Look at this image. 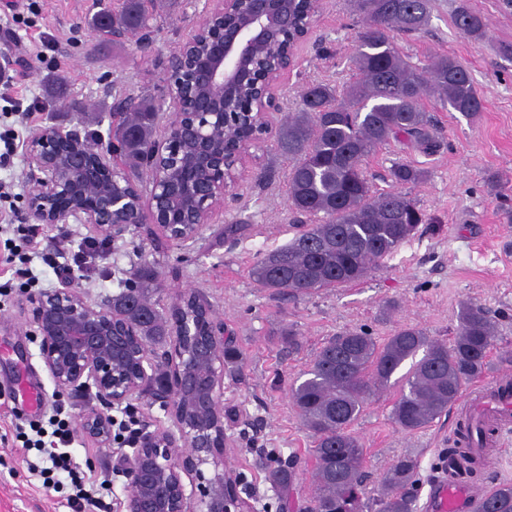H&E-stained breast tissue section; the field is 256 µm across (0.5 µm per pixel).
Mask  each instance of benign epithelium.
Returning a JSON list of instances; mask_svg holds the SVG:
<instances>
[{
	"label": "benign epithelium",
	"mask_w": 512,
	"mask_h": 512,
	"mask_svg": "<svg viewBox=\"0 0 512 512\" xmlns=\"http://www.w3.org/2000/svg\"><path fill=\"white\" fill-rule=\"evenodd\" d=\"M241 13L239 22L222 29L211 40L206 58V76L198 109L184 113L181 83L170 78L188 61L197 34L213 20ZM292 19L288 0H211L205 15L172 55L167 66L169 101L173 122L164 126L149 147L145 165L150 180L138 189L139 207L133 223L152 224L175 240L197 235L213 222L216 206L224 197L237 195V177L224 178V151L210 137L224 128V111L233 92L245 86L259 51L272 44L274 34ZM186 140L192 149L180 180H171L164 167L171 146ZM101 154L81 131L56 125L43 126L26 145L25 218L38 224H85L105 240H116L128 224L113 221L112 215L128 210V198L117 196L112 183L100 187L98 201L91 205L71 203L62 208L61 196L80 197L98 183ZM194 208L203 218L192 230L180 234V213ZM32 324L40 336L44 365L61 390L95 388L97 404L89 405L80 419L85 435L101 447L110 446L111 432L105 410L130 401L147 377L150 362L147 346L139 344L135 326L119 323L112 298L90 303L77 290L65 285L30 299ZM168 349L155 359L158 370L152 398L173 419L179 434L156 429L143 432L134 457L127 467V512H248L238 493L239 480L224 468V411L220 404L216 364L223 361L224 332L208 321L203 336L194 335L188 321L171 319ZM135 359L140 372L125 370ZM190 451H179L178 440ZM208 462L224 472L202 486L186 488L183 476L201 474Z\"/></svg>",
	"instance_id": "1"
}]
</instances>
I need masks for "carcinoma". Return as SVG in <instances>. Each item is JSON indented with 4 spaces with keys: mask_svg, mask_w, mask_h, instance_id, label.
<instances>
[{
    "mask_svg": "<svg viewBox=\"0 0 512 512\" xmlns=\"http://www.w3.org/2000/svg\"><path fill=\"white\" fill-rule=\"evenodd\" d=\"M147 0H122L99 32L123 33L139 47L148 44L154 15ZM359 23L354 82L339 91L316 82L298 92V108L281 117L278 150L288 156V207L294 236L284 245L256 257L251 275L279 294L308 295L347 286L365 277L391 255L429 218L407 189L423 179L414 166L396 162L389 169L393 185L377 192L364 163L392 139L403 138L421 152L433 154L441 142L423 105L436 97L466 117L484 111L485 100L469 72L453 57L437 56L414 63L394 46V33H414L428 22L430 0H353ZM310 0H295L296 24L284 31L278 47L288 45L311 15ZM454 21L465 36H485L483 17L462 2ZM158 108L145 96L118 93L112 112V167L121 177L113 185L128 193L124 177L143 169L155 135ZM123 290L112 298L115 308L135 325L144 342L164 343L170 322L152 295L160 292L153 271L131 272ZM180 313L198 329L205 311L191 296L180 298ZM495 337L487 309L461 306L451 342L434 340L415 327H402L378 345L364 330L329 339L317 352L306 378L291 386V397L303 425L313 433L314 488L307 512H364L367 498L365 450L349 432L363 410L372 387L387 384L418 352L422 357L403 377L392 418L405 431H417L448 410L465 386L485 373ZM495 429L471 421L458 430L457 446L448 449V467L472 473L483 465L474 447ZM268 477L291 496L295 471L277 457L267 459ZM415 464L403 457L386 471L372 501L377 512H414ZM476 512H512V483L496 485Z\"/></svg>",
    "mask_w": 512,
    "mask_h": 512,
    "instance_id": "cac0c4a2",
    "label": "carcinoma"
}]
</instances>
